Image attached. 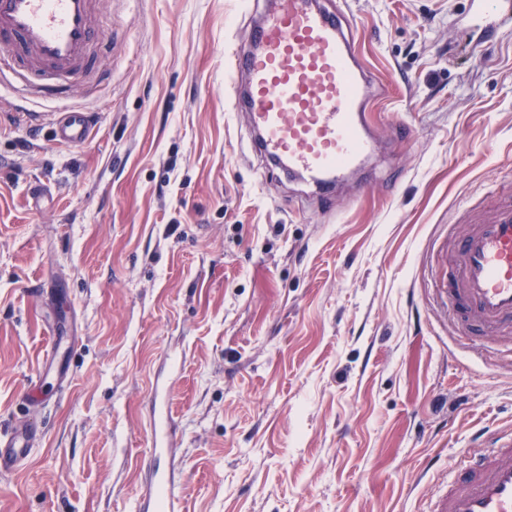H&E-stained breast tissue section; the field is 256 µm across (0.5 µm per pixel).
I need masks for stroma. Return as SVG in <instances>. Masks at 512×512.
Wrapping results in <instances>:
<instances>
[{"mask_svg":"<svg viewBox=\"0 0 512 512\" xmlns=\"http://www.w3.org/2000/svg\"><path fill=\"white\" fill-rule=\"evenodd\" d=\"M99 9L88 143L0 85V432L35 431L0 512H135L162 405L183 512H425L512 426V335L480 354L436 294L512 192V23L477 53L466 0H352L380 147L320 198L233 106L247 0Z\"/></svg>","mask_w":512,"mask_h":512,"instance_id":"obj_1","label":"stroma"}]
</instances>
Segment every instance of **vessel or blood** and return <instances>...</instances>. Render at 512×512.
Segmentation results:
<instances>
[{"label":"vessel or blood","mask_w":512,"mask_h":512,"mask_svg":"<svg viewBox=\"0 0 512 512\" xmlns=\"http://www.w3.org/2000/svg\"><path fill=\"white\" fill-rule=\"evenodd\" d=\"M477 46L498 21L512 19V0H468ZM100 0H0V70L8 69L31 98H73L105 81L94 58ZM346 0L335 9L320 0H265L255 10L246 47L231 71L248 76L237 101L255 134L253 150L267 166L324 192L348 181L379 147L365 106L375 86L356 52ZM54 139L79 146L94 135L92 113L72 107L51 121ZM456 325L484 326L489 335L512 331V199H502L463 233L455 247L446 291ZM170 411L154 418L148 481L139 512H181L183 485L171 453ZM472 464L428 512H512V437L476 433ZM34 447V433L14 424L0 433V471L14 468Z\"/></svg>","instance_id":"vessel-or-blood-1"}]
</instances>
